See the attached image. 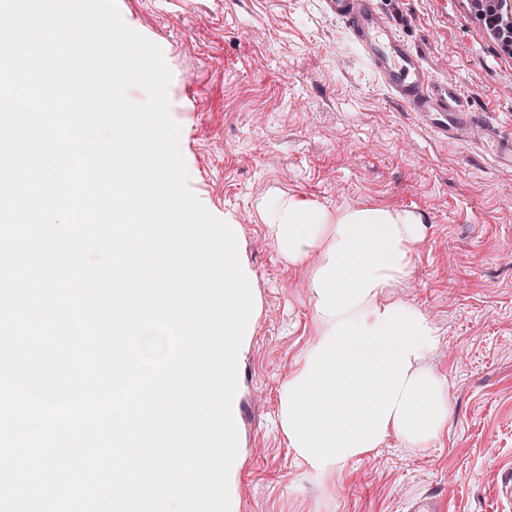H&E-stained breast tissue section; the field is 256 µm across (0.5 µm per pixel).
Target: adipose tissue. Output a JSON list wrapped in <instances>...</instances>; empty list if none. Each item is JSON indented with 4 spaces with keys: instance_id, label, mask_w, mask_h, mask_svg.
I'll list each match as a JSON object with an SVG mask.
<instances>
[{
    "instance_id": "ef3b65f1",
    "label": "adipose tissue",
    "mask_w": 512,
    "mask_h": 512,
    "mask_svg": "<svg viewBox=\"0 0 512 512\" xmlns=\"http://www.w3.org/2000/svg\"><path fill=\"white\" fill-rule=\"evenodd\" d=\"M260 211L275 249L306 268L313 307L314 334L281 400L290 448L313 473L330 475L390 435L427 447L449 412L445 381L416 369L437 331L417 306L377 300L407 275L420 217L283 196Z\"/></svg>"
}]
</instances>
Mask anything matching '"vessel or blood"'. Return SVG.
Masks as SVG:
<instances>
[{"label": "vessel or blood", "instance_id": "1", "mask_svg": "<svg viewBox=\"0 0 512 512\" xmlns=\"http://www.w3.org/2000/svg\"><path fill=\"white\" fill-rule=\"evenodd\" d=\"M323 6L327 13L345 21L355 55L397 100L443 137L473 136L490 142L497 160L512 167V134L476 110L458 84L431 75L379 0H323Z\"/></svg>", "mask_w": 512, "mask_h": 512}]
</instances>
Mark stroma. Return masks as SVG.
Returning a JSON list of instances; mask_svg holds the SVG:
<instances>
[{
    "instance_id": "stroma-1",
    "label": "stroma",
    "mask_w": 512,
    "mask_h": 512,
    "mask_svg": "<svg viewBox=\"0 0 512 512\" xmlns=\"http://www.w3.org/2000/svg\"><path fill=\"white\" fill-rule=\"evenodd\" d=\"M127 26L161 47L172 71L189 188L215 217L241 216L240 249L260 311L240 369L235 512H403L434 491L443 512H512L499 501L512 470V168L475 139L444 141L365 65L321 0H117ZM435 78L512 132V58L466 0H383ZM328 208L390 207L423 233L402 299L438 340L417 367L443 378L450 413L437 439L379 448L330 476L311 472L278 422L281 387L312 333L307 273L275 249L261 200Z\"/></svg>"
}]
</instances>
